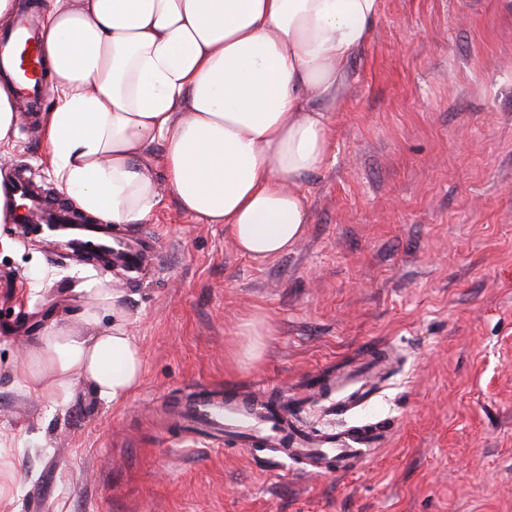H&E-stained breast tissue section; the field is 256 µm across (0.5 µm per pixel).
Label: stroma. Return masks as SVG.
Segmentation results:
<instances>
[{
	"label": "stroma",
	"instance_id": "35a3bbf8",
	"mask_svg": "<svg viewBox=\"0 0 512 512\" xmlns=\"http://www.w3.org/2000/svg\"><path fill=\"white\" fill-rule=\"evenodd\" d=\"M329 117L330 152L304 176L310 221L288 253L253 260L226 226L169 191L135 231L157 257L107 273L0 224V512H512V0H381ZM55 189L38 123L0 153ZM43 264L53 280L33 288ZM123 291L145 352L121 406L77 383L30 397L20 349L46 326L87 334L81 283ZM263 319L259 359H234ZM398 360L336 412L315 376ZM303 400L322 430L379 423L347 476L240 440L209 447L166 410L200 389Z\"/></svg>",
	"mask_w": 512,
	"mask_h": 512
}]
</instances>
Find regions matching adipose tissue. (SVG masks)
<instances>
[{
  "mask_svg": "<svg viewBox=\"0 0 512 512\" xmlns=\"http://www.w3.org/2000/svg\"><path fill=\"white\" fill-rule=\"evenodd\" d=\"M48 2L56 105L44 142L59 189L84 213L133 224L164 184L187 213L226 225L242 254L287 253L309 222L300 181L326 160L336 88L381 0ZM86 294L90 334L48 328L41 365L25 372L29 395L64 401L81 380L117 405L140 385L144 352L122 293L95 281Z\"/></svg>",
  "mask_w": 512,
  "mask_h": 512,
  "instance_id": "adipose-tissue-1",
  "label": "adipose tissue"
}]
</instances>
